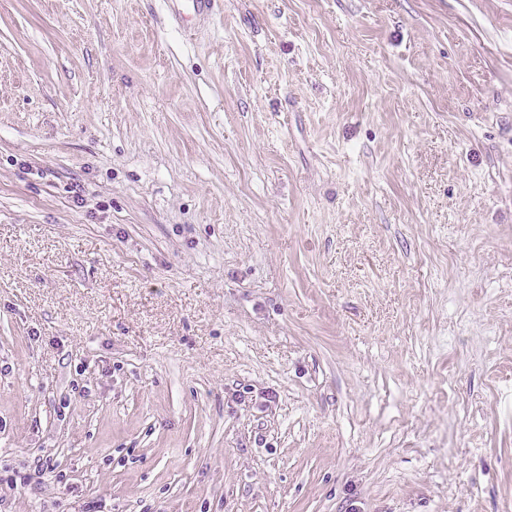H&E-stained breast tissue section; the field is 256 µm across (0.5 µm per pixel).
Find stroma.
<instances>
[{
    "mask_svg": "<svg viewBox=\"0 0 512 512\" xmlns=\"http://www.w3.org/2000/svg\"><path fill=\"white\" fill-rule=\"evenodd\" d=\"M90 505L512 512V0H0V512Z\"/></svg>",
    "mask_w": 512,
    "mask_h": 512,
    "instance_id": "stroma-1",
    "label": "stroma"
}]
</instances>
